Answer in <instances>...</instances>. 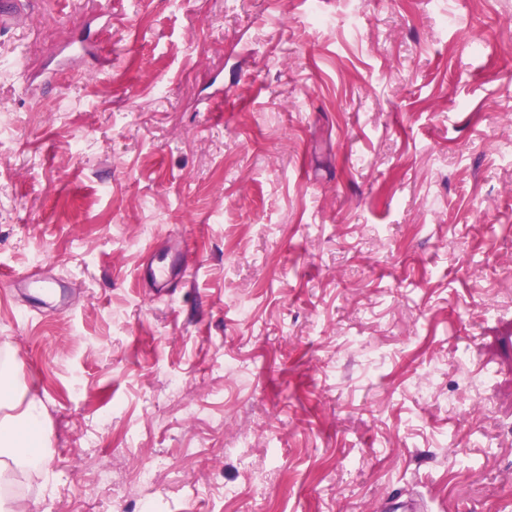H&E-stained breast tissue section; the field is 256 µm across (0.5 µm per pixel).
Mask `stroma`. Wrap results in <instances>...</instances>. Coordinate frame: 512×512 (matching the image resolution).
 Masks as SVG:
<instances>
[{
    "label": "stroma",
    "mask_w": 512,
    "mask_h": 512,
    "mask_svg": "<svg viewBox=\"0 0 512 512\" xmlns=\"http://www.w3.org/2000/svg\"><path fill=\"white\" fill-rule=\"evenodd\" d=\"M1 55L30 512H512V0H30ZM168 242L163 252L156 251L152 245L146 247L152 259L139 273L141 281L148 282L158 293L164 292L173 281L187 277L191 244L177 233L171 234Z\"/></svg>",
    "instance_id": "35a3bbf8"
}]
</instances>
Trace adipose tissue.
<instances>
[{
  "label": "adipose tissue",
  "instance_id": "1",
  "mask_svg": "<svg viewBox=\"0 0 512 512\" xmlns=\"http://www.w3.org/2000/svg\"><path fill=\"white\" fill-rule=\"evenodd\" d=\"M46 445L42 402L27 397L24 376L13 363H0V483L10 482L14 473L41 468Z\"/></svg>",
  "mask_w": 512,
  "mask_h": 512
}]
</instances>
